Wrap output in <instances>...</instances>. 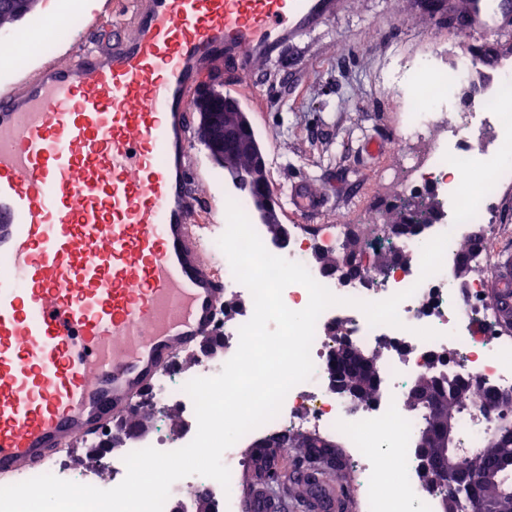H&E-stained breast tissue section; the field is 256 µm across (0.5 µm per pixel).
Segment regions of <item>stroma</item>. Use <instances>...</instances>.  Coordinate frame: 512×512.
<instances>
[{"label": "stroma", "mask_w": 512, "mask_h": 512, "mask_svg": "<svg viewBox=\"0 0 512 512\" xmlns=\"http://www.w3.org/2000/svg\"><path fill=\"white\" fill-rule=\"evenodd\" d=\"M114 0H98L93 10L77 7L79 24L67 29L49 55L15 63L0 62V83L18 81L33 62L70 58L80 37L111 39ZM373 43H364L366 32ZM448 11L424 12L418 0H347L343 12L309 35L288 66L272 65L253 87L265 106L249 118L265 159L275 160L268 174L280 205L292 185L309 182L324 188L326 207L317 213L283 216L284 224L317 229L345 224L355 229L383 220L407 176V154L430 151L431 140L393 148L399 97L387 82L390 56L408 54L447 35ZM198 193L207 224L224 221V201L236 187L208 154L196 167Z\"/></svg>", "instance_id": "obj_1"}]
</instances>
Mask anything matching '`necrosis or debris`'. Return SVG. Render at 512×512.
Returning <instances> with one entry per match:
<instances>
[{
    "label": "necrosis or debris",
    "mask_w": 512,
    "mask_h": 512,
    "mask_svg": "<svg viewBox=\"0 0 512 512\" xmlns=\"http://www.w3.org/2000/svg\"><path fill=\"white\" fill-rule=\"evenodd\" d=\"M474 41L458 39L453 59L444 62L438 47L420 49L397 63L396 87L402 96L399 132L394 146L440 130L430 153L410 166L408 190H431L443 207L440 222L429 231L394 242V249L410 254L413 264L398 271H368L363 279L343 286L322 271L311 276L341 297V304L327 308L318 318L310 349L311 377L290 389L280 413L244 435L223 455L232 475L229 487L213 479L191 475L176 481L164 505L173 512L175 503L190 502L192 495L206 494L216 512H238L241 488L237 475L251 466L257 435L317 433L344 439L347 456L356 470V487L366 512H440L442 495L417 477L415 436L423 421L418 410L402 403L406 388L418 378L437 372L469 381L462 396L467 409L459 419L462 437L470 448L481 446L496 413H479L473 406L490 393H512V338L498 331V315L484 296L485 283L458 284L447 269L421 278L419 258L423 245L449 234L444 261L453 263L459 244L472 224H491L496 207L512 190V62L501 61L490 82L470 98L465 111H457L452 91L470 82L474 72ZM346 227L326 224L316 235L295 231L287 244H268V251L294 262H304L315 250L340 251ZM405 293L398 313L401 327L370 325L364 313L350 306V299L381 301ZM420 328L438 331V338L424 340ZM360 348L383 347L378 368L377 392L372 401L354 403L336 395L328 370L340 338ZM221 365L199 360L192 373L174 370L154 385L153 402L181 404L186 428L171 439L155 438L147 445L171 451L187 445L195 436L194 405L184 386L190 377H213ZM126 451L145 443L124 437Z\"/></svg>",
    "instance_id": "necrosis-or-debris-1"
}]
</instances>
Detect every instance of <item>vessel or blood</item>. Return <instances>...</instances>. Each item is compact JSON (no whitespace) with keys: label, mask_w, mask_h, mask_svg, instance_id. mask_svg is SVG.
I'll list each match as a JSON object with an SVG mask.
<instances>
[{"label":"vessel or blood","mask_w":512,"mask_h":512,"mask_svg":"<svg viewBox=\"0 0 512 512\" xmlns=\"http://www.w3.org/2000/svg\"><path fill=\"white\" fill-rule=\"evenodd\" d=\"M342 0H130L85 42L0 91V480L130 417L217 333L224 282L202 244L194 176L205 81L252 103L272 63ZM453 25L512 30V0H468ZM297 213L325 191L296 185ZM247 512H280L262 481Z\"/></svg>","instance_id":"1"}]
</instances>
